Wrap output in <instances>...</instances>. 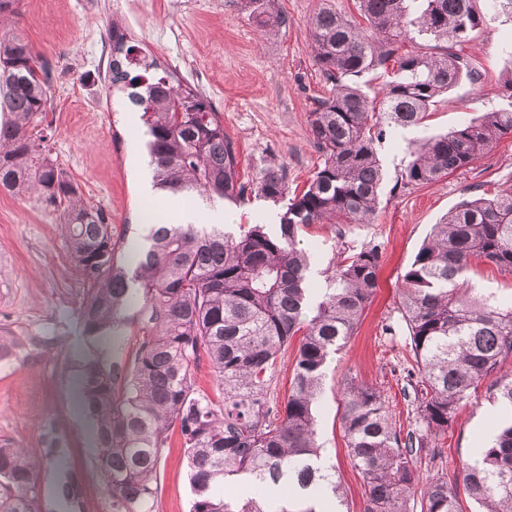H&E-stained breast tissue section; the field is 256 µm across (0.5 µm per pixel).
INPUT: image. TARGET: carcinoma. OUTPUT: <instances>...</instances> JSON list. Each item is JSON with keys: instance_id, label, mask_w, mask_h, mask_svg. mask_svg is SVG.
I'll list each match as a JSON object with an SVG mask.
<instances>
[{"instance_id": "1", "label": "carcinoma", "mask_w": 512, "mask_h": 512, "mask_svg": "<svg viewBox=\"0 0 512 512\" xmlns=\"http://www.w3.org/2000/svg\"><path fill=\"white\" fill-rule=\"evenodd\" d=\"M475 0H356L360 20L327 4L309 26L314 66L332 85L308 115L323 162L305 186L288 187L272 162L243 182L233 141L197 89L160 76L154 57L137 58L119 24L109 39V88L141 113L155 188L211 205L254 193L280 207L279 224H169L153 211L146 233L117 236L112 221L87 206L79 187L52 158L38 131L55 80L51 62L18 34L0 38V191L34 195L60 211L66 241L89 297L81 310L92 339L112 337V359L87 358L78 399L97 436L94 467L109 512H153L158 463L177 424L189 468L190 512H316L310 492L323 488L342 505L335 471L314 464L316 405L330 359L355 334L378 285L379 246L345 252L309 288L312 255L300 231L314 224H364L375 216L384 170L375 144L394 129H417L436 99L462 78H479L453 51L482 17ZM266 34L288 23L279 0H237ZM432 37L431 53H399L410 34ZM382 70L367 95L356 83ZM512 134V106L482 112L445 134L419 142L402 185H427L463 169ZM490 263L512 274V192L461 200L434 226L399 284V310L412 362L403 391L413 394L414 427L397 426L376 388L349 383L342 430L362 476L364 512H459L457 482L420 481L417 463L443 459L458 409L485 381L499 399L501 424L481 459L463 462L464 489L481 512H512V301L482 297L469 273ZM136 332L128 352L123 332ZM298 350L283 407L269 396L281 351ZM206 360L221 399L193 376ZM48 458L64 466L56 505L82 512L81 470L66 467L67 444L43 426ZM38 471L22 448L0 446V512H36Z\"/></svg>"}]
</instances>
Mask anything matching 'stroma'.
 <instances>
[{"mask_svg": "<svg viewBox=\"0 0 512 512\" xmlns=\"http://www.w3.org/2000/svg\"><path fill=\"white\" fill-rule=\"evenodd\" d=\"M286 28L263 35L232 0H18L10 30L24 35L55 69L42 122L51 154L76 183L85 202L102 209L115 234L137 224L144 200L133 147H145L143 125L130 124L122 94L106 96L111 53L108 33L122 24L134 44L159 59L181 83L211 102L239 156L242 179L270 160L288 169L289 187L303 186L323 161L308 124L312 100L329 94L309 46V23L320 0H279ZM479 71L461 80L431 110L424 132L399 129L376 145L385 171L377 213L367 224H315L299 239L320 267L340 249L382 250L375 297L347 346L327 369L317 411L319 441L345 491L342 512H363L364 485L353 468L340 427L342 391L356 380L379 389L390 412L408 426L412 409L403 393L409 335L401 317L400 279L434 224L462 199L481 190L512 188V138L468 168L425 186L400 187L411 142L459 127L479 113L512 103V17L496 14L456 45ZM88 297L70 257L60 214L36 199L0 191V335L26 340L19 361L0 370V446L25 449L40 464L38 512H49L57 478L43 458L40 426L55 421L69 442L71 460L85 473L84 512H107L94 458L90 423L74 402L83 361L111 355V341L89 339L79 316ZM497 405L480 385L448 430L441 467L419 468L421 478L444 471L455 477L476 444L490 443ZM192 500L179 428H171L159 462L153 512H189Z\"/></svg>", "mask_w": 512, "mask_h": 512, "instance_id": "1", "label": "stroma"}]
</instances>
